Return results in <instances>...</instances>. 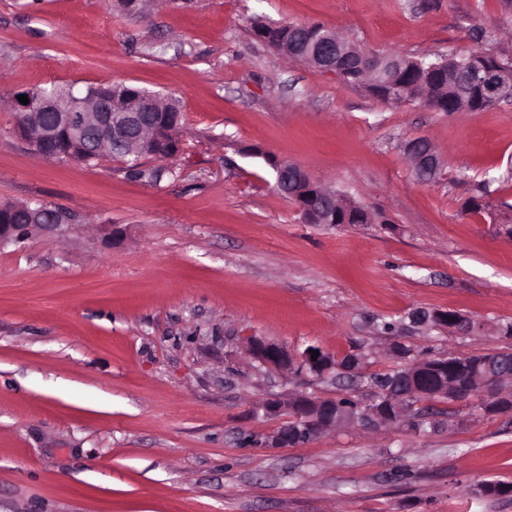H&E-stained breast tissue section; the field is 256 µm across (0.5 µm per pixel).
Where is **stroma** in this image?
Segmentation results:
<instances>
[{
	"instance_id": "35a3bbf8",
	"label": "stroma",
	"mask_w": 512,
	"mask_h": 512,
	"mask_svg": "<svg viewBox=\"0 0 512 512\" xmlns=\"http://www.w3.org/2000/svg\"><path fill=\"white\" fill-rule=\"evenodd\" d=\"M319 23L378 53L512 57V0H0V205L76 216L0 245V512H512V411L419 403L423 425L358 424L269 448L270 398L369 401L391 347L414 359L512 352V101L388 105L252 32ZM101 83L178 99L183 148L126 164L46 159L15 96ZM443 161L420 181L404 151ZM258 154H251V147ZM364 207L307 224L269 158ZM453 310L466 334L414 323ZM357 374L269 375L248 338Z\"/></svg>"
}]
</instances>
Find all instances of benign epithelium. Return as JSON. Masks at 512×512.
<instances>
[{
    "mask_svg": "<svg viewBox=\"0 0 512 512\" xmlns=\"http://www.w3.org/2000/svg\"><path fill=\"white\" fill-rule=\"evenodd\" d=\"M349 51L350 48L337 39L335 34L326 32L321 43L309 49L305 62L317 72L339 77L341 73L336 70V57ZM469 64L470 81L460 92L461 98L469 100L479 97L492 104L512 99V82L498 79V75L512 68L511 66L485 54L470 57ZM360 66L373 75L375 84L392 86L397 68L395 58L378 53L362 54ZM142 98L144 106L133 110H117L108 99H101L96 105L88 107L79 96L68 99L47 97L35 107L17 101L15 108L21 112L17 120V134L28 140L31 133H36L34 145L38 154L45 158L58 156L56 145L64 138L86 140L84 150L87 152H95L113 141H124L136 148L146 142L147 133L157 134L166 130L168 125L167 113L157 111L155 95L146 93ZM405 147L415 173L426 181L431 180L441 164L432 146L424 140H410ZM270 165L276 174L277 190L296 202L305 222L352 223V208L338 202V195L335 193L329 196L321 194L319 183L312 180L299 166L285 160H273ZM24 211L29 214L30 227L37 232H56L72 221V217L68 215L58 217L47 212L45 206L26 207ZM248 347L254 361L272 374H292L307 370L322 377L332 372L346 375L356 370L354 366L336 364V358L322 352L313 360L308 350L297 354L283 345L255 337L248 340ZM405 377V391L389 393V401H399L410 396L424 401L450 394L448 380L433 369L425 371L418 368L416 362L407 365ZM476 378L481 382L484 395L495 396L497 383L502 379H512V352L485 365L483 371L476 373ZM471 394V389L461 388L450 395L465 400ZM263 410L267 414L293 412L295 419L302 422L314 437L344 425L342 418L336 413V405L330 399L306 396L294 399L281 396L267 400L263 404ZM389 418V407L382 405L368 410L357 417L356 421L363 426L378 427L386 424ZM292 435L293 429L286 426L269 436L266 446L284 448L291 444Z\"/></svg>",
    "mask_w": 512,
    "mask_h": 512,
    "instance_id": "7a95c632",
    "label": "benign epithelium"
}]
</instances>
